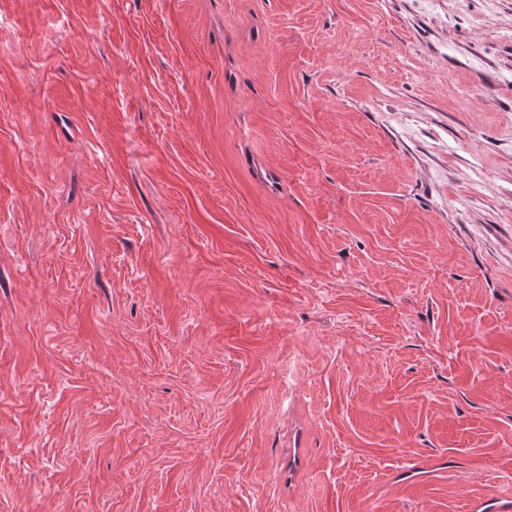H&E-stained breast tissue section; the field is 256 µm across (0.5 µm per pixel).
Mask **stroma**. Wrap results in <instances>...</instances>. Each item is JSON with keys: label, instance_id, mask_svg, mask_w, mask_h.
I'll use <instances>...</instances> for the list:
<instances>
[{"label": "stroma", "instance_id": "35a3bbf8", "mask_svg": "<svg viewBox=\"0 0 512 512\" xmlns=\"http://www.w3.org/2000/svg\"><path fill=\"white\" fill-rule=\"evenodd\" d=\"M500 492L512 0H0V512Z\"/></svg>", "mask_w": 512, "mask_h": 512}]
</instances>
